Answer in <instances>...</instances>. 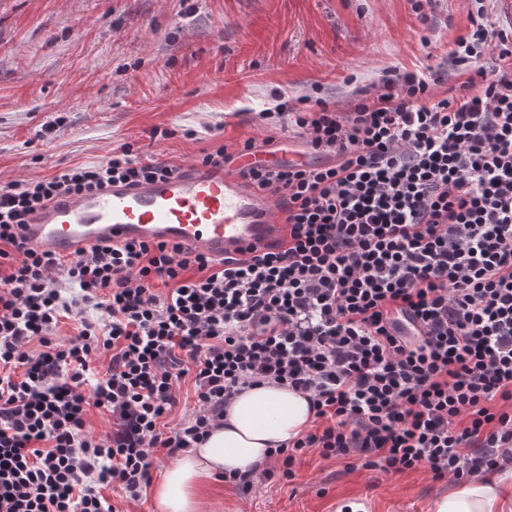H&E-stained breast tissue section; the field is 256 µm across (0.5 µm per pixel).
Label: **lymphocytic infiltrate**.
Here are the masks:
<instances>
[{
  "instance_id": "1",
  "label": "lymphocytic infiltrate",
  "mask_w": 512,
  "mask_h": 512,
  "mask_svg": "<svg viewBox=\"0 0 512 512\" xmlns=\"http://www.w3.org/2000/svg\"><path fill=\"white\" fill-rule=\"evenodd\" d=\"M469 21L448 49L463 80L446 96L434 76L397 71L347 113L273 92L277 118L332 159L245 170L285 212L277 250L29 249L24 226L54 198L176 172L130 143L0 184V512H113L108 481L138 500L156 449L198 447L265 382L307 393L315 423L272 452L277 469L231 476L243 492L295 478L311 450L436 480L512 466V27L482 8ZM487 56L489 74L476 65ZM64 318L77 325L66 346L53 340ZM102 353L108 368L87 384ZM186 377L197 409L161 431ZM89 405L111 414L110 433H85Z\"/></svg>"
}]
</instances>
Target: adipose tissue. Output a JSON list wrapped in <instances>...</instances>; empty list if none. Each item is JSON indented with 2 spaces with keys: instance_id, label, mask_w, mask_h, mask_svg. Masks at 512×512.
Listing matches in <instances>:
<instances>
[{
  "instance_id": "adipose-tissue-1",
  "label": "adipose tissue",
  "mask_w": 512,
  "mask_h": 512,
  "mask_svg": "<svg viewBox=\"0 0 512 512\" xmlns=\"http://www.w3.org/2000/svg\"><path fill=\"white\" fill-rule=\"evenodd\" d=\"M313 419L306 394L269 384L246 389L206 441L165 470L154 488L161 512H198L211 479L261 469L269 450L306 431ZM434 512H512V469L456 485L435 501Z\"/></svg>"
}]
</instances>
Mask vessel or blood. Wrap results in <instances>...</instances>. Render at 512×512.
<instances>
[{"instance_id": "b4317fda", "label": "vessel or blood", "mask_w": 512, "mask_h": 512, "mask_svg": "<svg viewBox=\"0 0 512 512\" xmlns=\"http://www.w3.org/2000/svg\"><path fill=\"white\" fill-rule=\"evenodd\" d=\"M271 153L236 154L218 165L189 164L161 179L112 183L65 196L33 213L25 226L29 248L74 256L101 243L164 242L215 259L263 251L288 235L275 197L246 180L243 169L276 164Z\"/></svg>"}]
</instances>
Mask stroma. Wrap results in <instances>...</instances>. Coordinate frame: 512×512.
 <instances>
[{
  "mask_svg": "<svg viewBox=\"0 0 512 512\" xmlns=\"http://www.w3.org/2000/svg\"><path fill=\"white\" fill-rule=\"evenodd\" d=\"M475 0H0V182L101 163L134 144L182 167L215 144L298 142L260 122L271 91L340 112L384 70L422 72L424 41L464 33ZM65 124L50 129L56 116ZM187 136H180V129ZM174 130L164 139L158 132ZM450 481L309 452L293 480L215 479L203 512H432Z\"/></svg>",
  "mask_w": 512,
  "mask_h": 512,
  "instance_id": "stroma-1",
  "label": "stroma"
}]
</instances>
